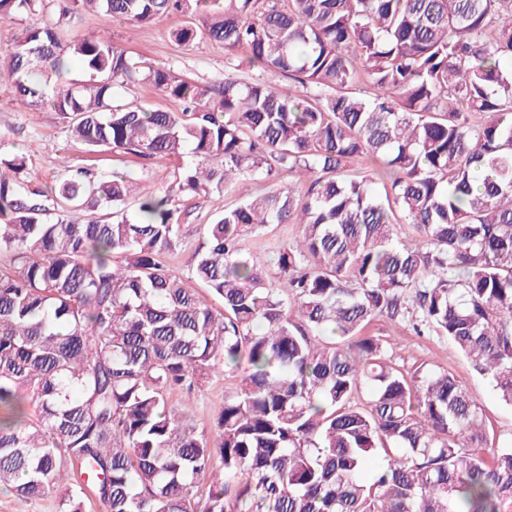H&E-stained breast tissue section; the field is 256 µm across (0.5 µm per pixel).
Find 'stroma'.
I'll return each mask as SVG.
<instances>
[{
    "label": "stroma",
    "mask_w": 512,
    "mask_h": 512,
    "mask_svg": "<svg viewBox=\"0 0 512 512\" xmlns=\"http://www.w3.org/2000/svg\"><path fill=\"white\" fill-rule=\"evenodd\" d=\"M190 20V12L174 11L153 24L133 27L99 13L87 12L77 17L74 24L86 33L109 31L114 42L130 54L143 57L154 65L171 67L177 75L202 85L223 83L227 63L223 44L201 37L190 44L175 40V32L186 27ZM0 154L26 156L41 183L46 186L53 185L66 166L88 169L106 176L114 173L131 175L134 187L127 200L131 207L135 206L140 196L164 189L179 167L178 160L174 158L144 160L110 149L87 150L68 138L59 115L50 107L45 106L34 112L18 107L14 101V88L5 81L0 83ZM249 190V183L244 182L236 193L213 190L196 198L181 219L189 238L201 239L204 235L203 224ZM298 234V225L281 224L249 239L246 248L263 260L269 278L274 280L278 277L274 262L277 250ZM367 332L391 344L393 362L405 369L421 367L454 375L466 385L496 439L512 438V408L499 401L490 383L448 341L435 336L415 335L407 327L382 318L373 321ZM238 384V378L229 372L212 377L194 396L190 425L199 431L209 430L214 417L224 406L225 396L233 394Z\"/></svg>",
    "instance_id": "35a3bbf8"
}]
</instances>
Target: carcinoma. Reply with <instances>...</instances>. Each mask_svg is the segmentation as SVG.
<instances>
[{
	"instance_id": "obj_1",
	"label": "carcinoma",
	"mask_w": 512,
	"mask_h": 512,
	"mask_svg": "<svg viewBox=\"0 0 512 512\" xmlns=\"http://www.w3.org/2000/svg\"><path fill=\"white\" fill-rule=\"evenodd\" d=\"M188 2L61 0L0 53L20 104L76 143L190 154L133 217L129 177L47 188L0 156V485L64 484L63 512L89 490L103 512H512V442L488 446L453 376L403 371L362 334L383 318L442 338L512 407V0H195L176 41L242 50L297 93L205 87L63 29ZM42 6L0 0V18ZM72 58L87 79L66 80ZM139 80L170 106L114 103ZM240 178L253 192L169 268L180 202ZM276 224L301 228L277 285L244 248ZM226 371L239 388L198 433L172 397Z\"/></svg>"
}]
</instances>
